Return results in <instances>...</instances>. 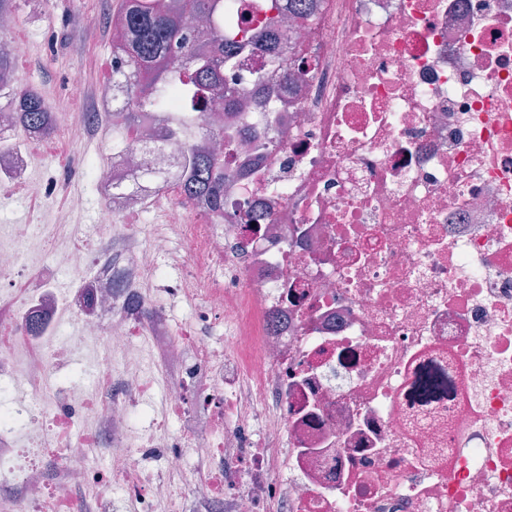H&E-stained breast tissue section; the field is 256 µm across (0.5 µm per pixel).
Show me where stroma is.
<instances>
[{
  "instance_id": "obj_1",
  "label": "stroma",
  "mask_w": 512,
  "mask_h": 512,
  "mask_svg": "<svg viewBox=\"0 0 512 512\" xmlns=\"http://www.w3.org/2000/svg\"><path fill=\"white\" fill-rule=\"evenodd\" d=\"M121 0H17L19 24L15 36L29 46L18 63L20 87L37 89L52 108L98 111L97 92L112 75L110 17ZM74 71L84 78L81 88L66 81ZM33 182H57V195L74 223L92 225L104 202L87 174L63 176L65 166L55 151L42 145L34 150Z\"/></svg>"
}]
</instances>
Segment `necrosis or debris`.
<instances>
[{
	"label": "necrosis or debris",
	"instance_id": "obj_1",
	"mask_svg": "<svg viewBox=\"0 0 512 512\" xmlns=\"http://www.w3.org/2000/svg\"><path fill=\"white\" fill-rule=\"evenodd\" d=\"M267 2L224 25L246 107L128 124L92 230L0 225V512H512V0ZM205 135L223 208L181 199L140 244L145 170L177 194ZM35 142L0 113V189L37 213Z\"/></svg>",
	"mask_w": 512,
	"mask_h": 512
}]
</instances>
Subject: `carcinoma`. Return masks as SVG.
<instances>
[{
  "instance_id": "1",
  "label": "carcinoma",
  "mask_w": 512,
  "mask_h": 512,
  "mask_svg": "<svg viewBox=\"0 0 512 512\" xmlns=\"http://www.w3.org/2000/svg\"><path fill=\"white\" fill-rule=\"evenodd\" d=\"M237 0H125V34L121 50L138 72L137 87L123 103L125 119L138 118L143 105L155 112L175 106L186 86L193 88L187 108L203 121L210 95L223 85L224 58L235 45L224 40V16L233 14ZM211 25L212 39L197 41L187 17ZM11 92L7 109L18 113L19 125L31 134H43L51 126V108L30 89H15V63L7 45H0V92ZM187 179L182 193L206 195L218 201L224 183V163L205 145L190 148L183 156Z\"/></svg>"
}]
</instances>
